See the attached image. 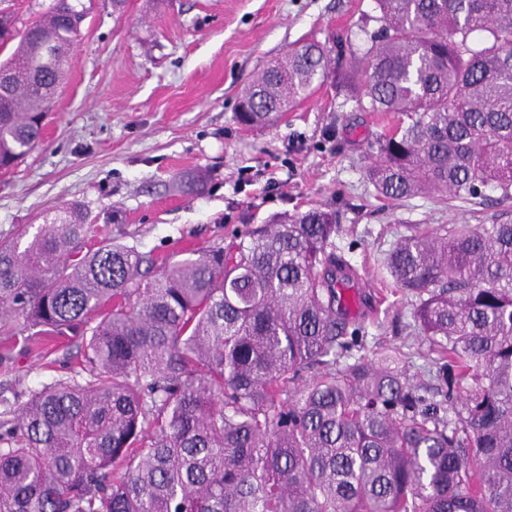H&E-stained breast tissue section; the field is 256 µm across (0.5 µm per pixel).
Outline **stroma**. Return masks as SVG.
Listing matches in <instances>:
<instances>
[{
    "mask_svg": "<svg viewBox=\"0 0 512 512\" xmlns=\"http://www.w3.org/2000/svg\"><path fill=\"white\" fill-rule=\"evenodd\" d=\"M88 16L39 143L0 173V234L77 205L85 221L156 258L228 244L248 224L312 207L337 211L336 251L359 274L354 318L366 354L428 362L414 297L390 285L384 261L414 229L512 222L498 191L442 203L426 191L379 199L369 145L396 122L359 112L332 86L317 89L261 129L235 112L251 79L296 45L361 38L374 0H82ZM77 337L33 346L0 334V400L83 369Z\"/></svg>",
    "mask_w": 512,
    "mask_h": 512,
    "instance_id": "1",
    "label": "stroma"
}]
</instances>
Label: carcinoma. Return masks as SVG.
Returning a JSON list of instances; mask_svg holds the SVG:
<instances>
[{"instance_id":"cac0c4a2","label":"carcinoma","mask_w":512,"mask_h":512,"mask_svg":"<svg viewBox=\"0 0 512 512\" xmlns=\"http://www.w3.org/2000/svg\"><path fill=\"white\" fill-rule=\"evenodd\" d=\"M375 4L366 41L290 49L236 120L266 127L331 77L397 114L370 144L378 197L512 199V0ZM87 14L53 0L19 29L0 12L1 171L39 142L37 89ZM88 232L72 206L0 235V331L71 332L86 363L0 421V512H512V223L414 232L387 255L436 354L430 389L363 354L334 211L162 260Z\"/></svg>"}]
</instances>
